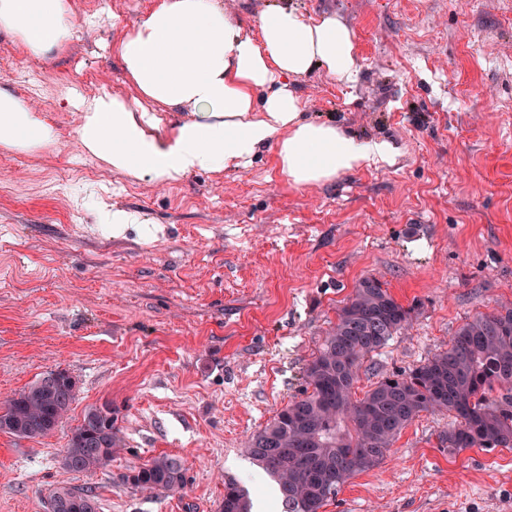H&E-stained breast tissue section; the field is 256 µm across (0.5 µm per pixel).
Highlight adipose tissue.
Returning <instances> with one entry per match:
<instances>
[{"label":"adipose tissue","mask_w":512,"mask_h":512,"mask_svg":"<svg viewBox=\"0 0 512 512\" xmlns=\"http://www.w3.org/2000/svg\"><path fill=\"white\" fill-rule=\"evenodd\" d=\"M69 0H0V30L43 57L73 35ZM115 49L142 98L101 92L85 104L77 128L82 150L114 172L167 184L197 171L239 167L262 147L274 148L282 172L307 186L377 163L393 146L361 141L335 125L303 119L280 76L320 69L353 80L352 32L335 17L307 23L295 11L268 9L259 38L224 12L222 0H160ZM265 97H256L258 89ZM188 112L169 135L149 105ZM60 134L24 100L0 91V144L32 151Z\"/></svg>","instance_id":"1"}]
</instances>
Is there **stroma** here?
Here are the masks:
<instances>
[{
    "mask_svg": "<svg viewBox=\"0 0 512 512\" xmlns=\"http://www.w3.org/2000/svg\"><path fill=\"white\" fill-rule=\"evenodd\" d=\"M223 2L255 38L274 6L348 27L353 81L314 70L288 86L305 117L389 141L394 160L300 187L268 148L237 169L135 180L70 145L80 100L135 99L112 47L156 0H71L75 38L42 59L0 31V90L60 132L35 153L0 147V403L56 369L78 386L54 432H0V512H49L63 486L93 489L102 512H218L228 478L283 512L245 444L300 393L361 277L415 311L364 360L360 396L512 305V0ZM109 207L146 221L112 235ZM105 402L123 448L95 474L66 470L71 430ZM455 424L421 414L324 512H512V449L449 454ZM166 454L184 495L124 482Z\"/></svg>",
    "mask_w": 512,
    "mask_h": 512,
    "instance_id": "35a3bbf8",
    "label": "stroma"
}]
</instances>
